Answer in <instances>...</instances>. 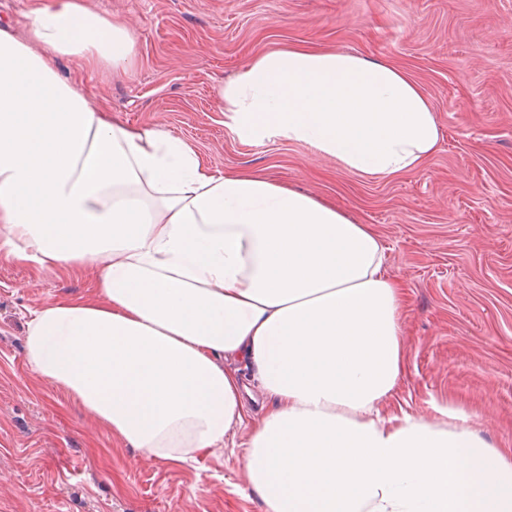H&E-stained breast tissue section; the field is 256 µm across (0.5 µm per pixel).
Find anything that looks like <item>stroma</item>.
<instances>
[{
    "mask_svg": "<svg viewBox=\"0 0 512 512\" xmlns=\"http://www.w3.org/2000/svg\"><path fill=\"white\" fill-rule=\"evenodd\" d=\"M85 3L138 20L134 64L103 74L64 58L60 73L222 173H264L370 225L408 297L390 409L431 418L446 406L512 449V0ZM291 44L385 61L415 80L441 127L425 167L367 179L288 139L246 142L225 127L221 85ZM94 292L92 263L47 274L0 253V512H261L240 437L201 468L146 461L30 370V310Z\"/></svg>",
    "mask_w": 512,
    "mask_h": 512,
    "instance_id": "35a3bbf8",
    "label": "stroma"
}]
</instances>
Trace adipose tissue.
<instances>
[{
	"mask_svg": "<svg viewBox=\"0 0 512 512\" xmlns=\"http://www.w3.org/2000/svg\"><path fill=\"white\" fill-rule=\"evenodd\" d=\"M25 26H0V249L98 270L95 298L30 311L33 373L148 460L199 464L246 431L262 512H512V451L450 408L386 406L406 296L369 225L221 174L61 76L63 58L129 69L136 19L41 0ZM219 95L239 138L302 143L368 179L418 172L441 136L402 69L313 46L255 57Z\"/></svg>",
	"mask_w": 512,
	"mask_h": 512,
	"instance_id": "ef3b65f1",
	"label": "adipose tissue"
}]
</instances>
